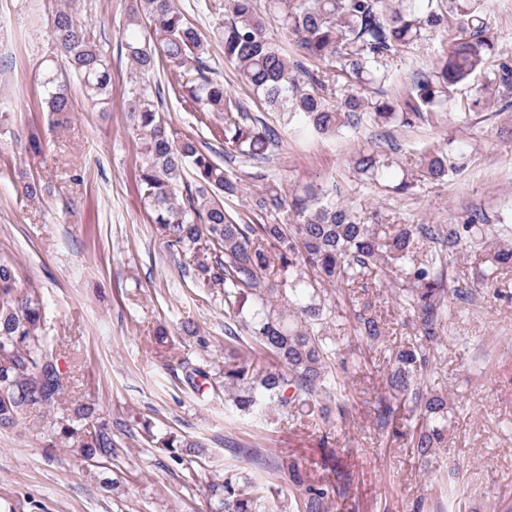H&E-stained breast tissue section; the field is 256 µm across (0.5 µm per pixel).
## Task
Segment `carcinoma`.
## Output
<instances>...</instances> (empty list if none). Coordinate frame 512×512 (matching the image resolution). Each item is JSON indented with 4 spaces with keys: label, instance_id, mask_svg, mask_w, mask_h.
I'll return each mask as SVG.
<instances>
[{
    "label": "carcinoma",
    "instance_id": "carcinoma-1",
    "mask_svg": "<svg viewBox=\"0 0 512 512\" xmlns=\"http://www.w3.org/2000/svg\"><path fill=\"white\" fill-rule=\"evenodd\" d=\"M487 0H225L228 20L213 31L224 46V59L271 110L295 119L296 134L339 136L366 125L413 128L444 116L454 90L469 87V99L457 112L462 123L492 97L512 106V65L491 64L495 44L487 37ZM281 36L299 48L288 55L268 36V19ZM456 28L450 49L431 67L416 69L404 97L388 95L403 54L415 52L437 30ZM51 38L60 60L44 65L43 96L48 111L73 110L58 65L67 67L92 102L111 92V64L93 35L66 9L52 17ZM122 47L135 71L129 89V112L145 164L139 192L169 254L184 260L200 292L224 289V368L206 356L181 361L183 378L199 395L204 386L224 388L236 414L265 415L270 409L294 424L316 419L333 424V410L343 412L345 381L331 368L340 351L332 332L338 308L354 311L353 329L369 346L386 343L389 319L360 304L355 289L387 288L400 308L420 327L419 342L398 349L388 359L386 385L410 398L420 426L409 434L408 447L428 470L436 449L448 436L453 415L448 397L428 390L431 343L442 338L452 304L471 293L447 286L446 269L458 249L485 245L483 280L512 270V241L486 243L485 218L470 213L461 224H390L375 211L365 218L352 203L338 202L311 184L288 194L265 185L250 196L251 224L224 207V200L243 194L241 180L224 170L211 151L194 140L174 136L159 112L160 87L145 77L163 66L185 76L198 74L173 88L184 105L200 111L212 137L224 149L263 160L277 132L257 123L243 102L224 84L203 75L207 69L204 35L175 0H136L122 34ZM326 63L323 70L308 63ZM372 89L376 98L366 95ZM467 153L448 160L440 144L424 146V177L442 182L466 167ZM355 172L367 185L397 195L414 192L416 183L396 158L379 150H360ZM283 218H278V215ZM293 220H288V217ZM350 288L344 299L336 285ZM68 379L56 348L44 334L39 289L18 283L16 268L0 258V427L16 424L25 411L52 416L51 442L73 448L91 465L112 470L118 441L112 427L96 421L94 408L67 403ZM380 426L391 425L394 406L383 399L376 408ZM148 442L168 454L184 477L195 480L202 461L200 443L169 432L146 431ZM276 468L297 489L289 512H325L336 493L332 483L315 481L297 461L283 457ZM210 512H267L268 495L236 468L208 489Z\"/></svg>",
    "mask_w": 512,
    "mask_h": 512
}]
</instances>
